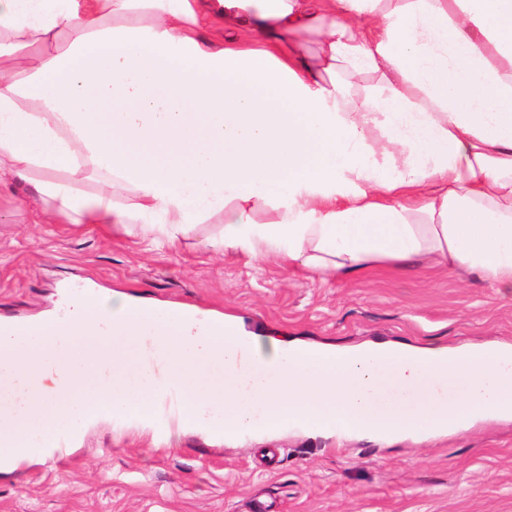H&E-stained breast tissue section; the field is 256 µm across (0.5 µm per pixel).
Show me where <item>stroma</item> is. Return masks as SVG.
<instances>
[{"mask_svg":"<svg viewBox=\"0 0 512 512\" xmlns=\"http://www.w3.org/2000/svg\"><path fill=\"white\" fill-rule=\"evenodd\" d=\"M51 200L0 187V317L54 312L93 279L101 297L187 304L238 319L260 351L275 340L352 346L512 345V299L475 277L410 261L311 282L277 261L219 254L220 216L177 247L121 229L38 224ZM512 512V420L394 443L291 432L232 444L195 435L156 442L136 428L91 427L69 460L0 471V512Z\"/></svg>","mask_w":512,"mask_h":512,"instance_id":"obj_1","label":"stroma"}]
</instances>
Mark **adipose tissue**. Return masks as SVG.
I'll return each instance as SVG.
<instances>
[{
  "mask_svg": "<svg viewBox=\"0 0 512 512\" xmlns=\"http://www.w3.org/2000/svg\"><path fill=\"white\" fill-rule=\"evenodd\" d=\"M4 179L70 224L174 246L218 214L220 253L512 297V0H0Z\"/></svg>",
  "mask_w": 512,
  "mask_h": 512,
  "instance_id": "adipose-tissue-1",
  "label": "adipose tissue"
}]
</instances>
